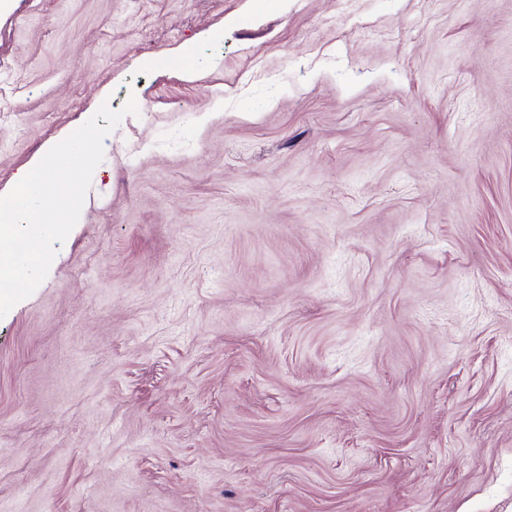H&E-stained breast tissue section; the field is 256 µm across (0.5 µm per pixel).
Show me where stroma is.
Instances as JSON below:
<instances>
[{
    "instance_id": "stroma-1",
    "label": "stroma",
    "mask_w": 512,
    "mask_h": 512,
    "mask_svg": "<svg viewBox=\"0 0 512 512\" xmlns=\"http://www.w3.org/2000/svg\"><path fill=\"white\" fill-rule=\"evenodd\" d=\"M0 195L102 103L0 319V512H512V0H0Z\"/></svg>"
}]
</instances>
